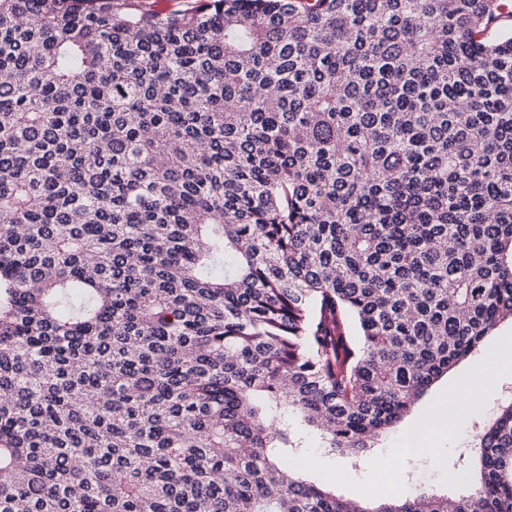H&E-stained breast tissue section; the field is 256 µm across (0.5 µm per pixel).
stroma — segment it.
I'll use <instances>...</instances> for the list:
<instances>
[{
    "instance_id": "35a3bbf8",
    "label": "stroma",
    "mask_w": 512,
    "mask_h": 512,
    "mask_svg": "<svg viewBox=\"0 0 512 512\" xmlns=\"http://www.w3.org/2000/svg\"><path fill=\"white\" fill-rule=\"evenodd\" d=\"M510 350L512 324L505 322L480 351L453 369L450 379L474 372L484 396V406L464 413L456 434L438 435L436 445L444 450L440 460L433 461L419 454H402V433L397 430L380 444V454L390 461L386 474H378L364 463L354 466L341 457H323L312 471V479L335 486L339 496L362 501L393 494L399 483L410 490L421 486L440 489L452 487L454 474L471 462L478 424L493 417L499 405L505 399L512 398V364L504 360L505 353ZM450 379L438 382L404 418V425H411L427 413L436 411L448 391Z\"/></svg>"
}]
</instances>
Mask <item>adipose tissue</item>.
I'll use <instances>...</instances> for the list:
<instances>
[{"label": "adipose tissue", "mask_w": 512, "mask_h": 512, "mask_svg": "<svg viewBox=\"0 0 512 512\" xmlns=\"http://www.w3.org/2000/svg\"><path fill=\"white\" fill-rule=\"evenodd\" d=\"M481 392L475 389H449L448 396L436 420L426 421L411 428L403 439L404 452L422 451L430 458H438L439 449L434 446V436L437 428L453 430L456 416L463 411H472L483 406Z\"/></svg>", "instance_id": "obj_1"}]
</instances>
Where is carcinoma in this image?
Here are the masks:
<instances>
[{
    "label": "carcinoma",
    "mask_w": 512,
    "mask_h": 512,
    "mask_svg": "<svg viewBox=\"0 0 512 512\" xmlns=\"http://www.w3.org/2000/svg\"><path fill=\"white\" fill-rule=\"evenodd\" d=\"M505 321L512 0H0V512H512L298 465Z\"/></svg>",
    "instance_id": "obj_1"
}]
</instances>
